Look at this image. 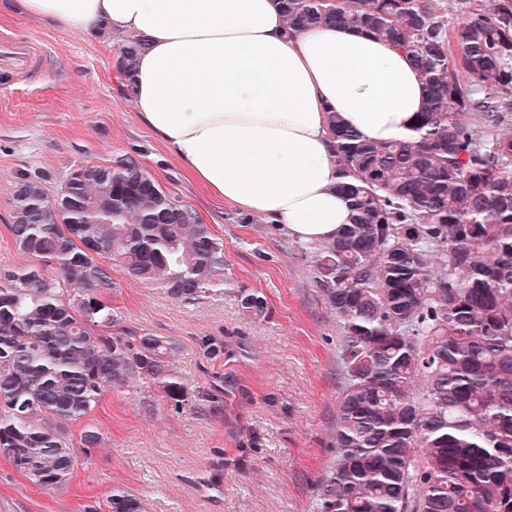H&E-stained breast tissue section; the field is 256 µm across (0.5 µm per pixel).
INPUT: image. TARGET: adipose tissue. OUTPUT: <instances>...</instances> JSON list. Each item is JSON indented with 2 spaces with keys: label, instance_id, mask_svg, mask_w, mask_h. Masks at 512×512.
<instances>
[{
  "label": "adipose tissue",
  "instance_id": "1",
  "mask_svg": "<svg viewBox=\"0 0 512 512\" xmlns=\"http://www.w3.org/2000/svg\"><path fill=\"white\" fill-rule=\"evenodd\" d=\"M63 32L145 47L131 75L141 124L212 199L324 243L351 223L330 117L372 142L409 140L424 81L393 43L355 28L289 32L279 0H0Z\"/></svg>",
  "mask_w": 512,
  "mask_h": 512
}]
</instances>
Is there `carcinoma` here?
<instances>
[{
	"mask_svg": "<svg viewBox=\"0 0 512 512\" xmlns=\"http://www.w3.org/2000/svg\"><path fill=\"white\" fill-rule=\"evenodd\" d=\"M293 31L363 28L427 86L418 136L373 143L331 116L353 223L314 256L341 323L334 458L317 512H512V0L448 28L435 0H280ZM144 40H126L130 75ZM9 225L39 266L0 269V457L70 482L102 436L70 427L103 395L151 380L175 409L174 343L114 332L112 267L187 302L221 281L224 241L131 155L71 170L52 194L15 182ZM240 307L268 316L247 289ZM107 512H146L115 488Z\"/></svg>",
	"mask_w": 512,
	"mask_h": 512,
	"instance_id": "cac0c4a2",
	"label": "carcinoma"
}]
</instances>
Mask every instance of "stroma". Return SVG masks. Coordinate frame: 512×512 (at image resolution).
I'll return each instance as SVG.
<instances>
[{"label": "stroma", "instance_id": "obj_1", "mask_svg": "<svg viewBox=\"0 0 512 512\" xmlns=\"http://www.w3.org/2000/svg\"><path fill=\"white\" fill-rule=\"evenodd\" d=\"M39 41L47 55L27 81L0 73V268L28 267L8 229L21 172L55 191L70 169L129 153L224 240V279L191 302L113 268L114 304L133 335L176 343L172 369L187 401L173 410L153 383L106 394L87 417L102 435L67 488L47 489L0 459V512H85L113 488L147 512H315L313 489L334 456L340 323L314 282L318 246L211 201L112 87L121 36L95 40L1 16L0 33ZM267 300L252 320L239 291ZM224 343L207 355L201 337Z\"/></svg>", "mask_w": 512, "mask_h": 512}]
</instances>
